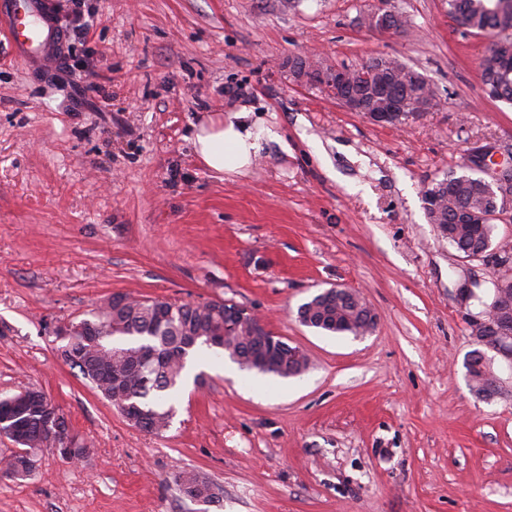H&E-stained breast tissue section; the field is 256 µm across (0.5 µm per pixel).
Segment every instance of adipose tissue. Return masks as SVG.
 Segmentation results:
<instances>
[{
    "label": "adipose tissue",
    "mask_w": 512,
    "mask_h": 512,
    "mask_svg": "<svg viewBox=\"0 0 512 512\" xmlns=\"http://www.w3.org/2000/svg\"><path fill=\"white\" fill-rule=\"evenodd\" d=\"M252 110L241 107L221 120L196 127L193 144L201 161L218 173L245 174L261 149V133L250 120Z\"/></svg>",
    "instance_id": "1"
}]
</instances>
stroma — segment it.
<instances>
[{
    "mask_svg": "<svg viewBox=\"0 0 512 512\" xmlns=\"http://www.w3.org/2000/svg\"><path fill=\"white\" fill-rule=\"evenodd\" d=\"M94 27L73 56L98 76L31 70L0 37V393L33 385L65 412L90 462L43 455L0 475V512H512V399L481 400L462 260L425 216L432 180L512 157V105L490 98L491 36L448 0H390L404 34L366 28L377 0H83ZM357 65L395 56L438 104L375 125L288 58ZM276 132L247 174L209 170L194 128L236 104ZM357 291L378 324L362 337L300 325L318 291ZM115 292L233 300L310 359L302 376L209 356L174 399L170 428L130 425L60 357L55 326ZM215 484L184 497L175 469Z\"/></svg>",
    "mask_w": 512,
    "mask_h": 512,
    "instance_id": "1",
    "label": "stroma"
}]
</instances>
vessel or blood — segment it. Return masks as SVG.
Segmentation results:
<instances>
[{
  "mask_svg": "<svg viewBox=\"0 0 512 512\" xmlns=\"http://www.w3.org/2000/svg\"><path fill=\"white\" fill-rule=\"evenodd\" d=\"M0 34L30 67L54 64L59 30L49 0H0Z\"/></svg>",
  "mask_w": 512,
  "mask_h": 512,
  "instance_id": "b4317fda",
  "label": "vessel or blood"
}]
</instances>
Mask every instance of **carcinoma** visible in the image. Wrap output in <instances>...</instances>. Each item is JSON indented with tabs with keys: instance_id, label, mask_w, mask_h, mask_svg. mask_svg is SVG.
<instances>
[{
	"instance_id": "carcinoma-1",
	"label": "carcinoma",
	"mask_w": 512,
	"mask_h": 512,
	"mask_svg": "<svg viewBox=\"0 0 512 512\" xmlns=\"http://www.w3.org/2000/svg\"><path fill=\"white\" fill-rule=\"evenodd\" d=\"M448 16L462 20L474 34H490L506 47L485 54L481 60L482 84L492 83L493 97L512 104V0H448ZM377 79H385L412 93L424 89L427 80L396 57H386ZM423 195L435 201L426 212L428 222L437 226L461 255L475 251L479 244L493 242L494 219L482 224H455L453 215L461 207L489 213L491 199L480 179L466 174L450 175L428 185ZM503 297L512 299V273L500 270L491 287L478 293L484 312L497 309ZM296 319L315 330L330 334L360 335L364 329L361 312L343 297L321 293L298 306ZM70 338L58 348L60 357L79 370L101 396L116 407L132 425L147 432L162 433L174 415L173 391L182 383L189 357L215 337L227 339L233 351L228 357L246 370L259 374H279L275 361L257 343L237 328L224 323V302H172L159 298L126 296L123 302L107 298L90 317L72 321ZM469 389L479 399H493L491 387L499 378L494 358L481 349L473 350L465 361ZM24 397L21 409L0 408V433L21 431L27 443L5 459L3 472L26 478L36 470L39 453L50 450L45 444L47 417L51 413L45 393L37 387L17 392ZM172 481L179 491L207 503L217 499L214 485L199 474L178 469Z\"/></svg>"
}]
</instances>
